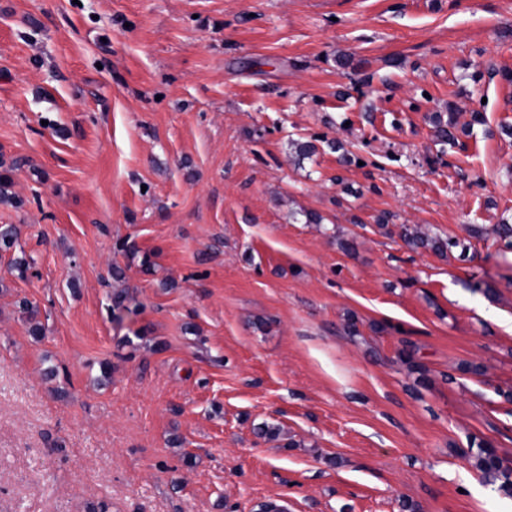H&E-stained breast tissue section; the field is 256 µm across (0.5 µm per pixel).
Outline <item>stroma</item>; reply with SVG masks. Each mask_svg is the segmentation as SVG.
Returning a JSON list of instances; mask_svg holds the SVG:
<instances>
[{
	"mask_svg": "<svg viewBox=\"0 0 512 512\" xmlns=\"http://www.w3.org/2000/svg\"><path fill=\"white\" fill-rule=\"evenodd\" d=\"M508 71L512 0H0V512H512ZM430 120L435 128L438 144L453 147L458 143L456 134L458 126L455 120V112H448V119L446 120L440 112H435ZM400 237L409 247L430 250L442 258L447 257L448 249L454 245L451 240L432 236L428 231H424L416 225H401ZM472 458L474 467L488 482H500L499 490L512 495L511 461L501 457L495 448L486 445L478 448Z\"/></svg>",
	"mask_w": 512,
	"mask_h": 512,
	"instance_id": "obj_1",
	"label": "stroma"
}]
</instances>
